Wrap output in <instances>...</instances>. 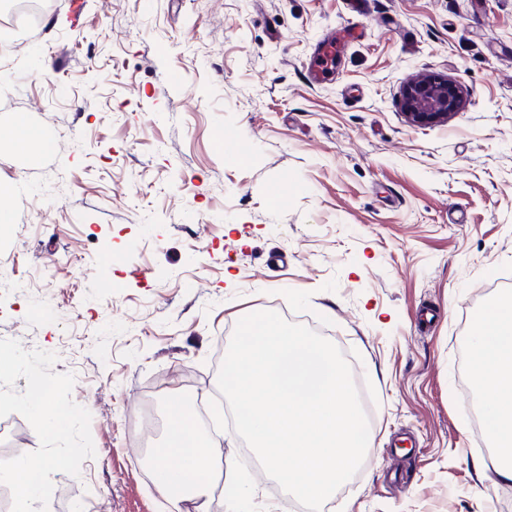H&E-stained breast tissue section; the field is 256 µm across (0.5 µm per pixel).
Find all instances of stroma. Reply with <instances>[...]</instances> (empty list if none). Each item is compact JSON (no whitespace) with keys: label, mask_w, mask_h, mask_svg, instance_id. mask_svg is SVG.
<instances>
[{"label":"stroma","mask_w":512,"mask_h":512,"mask_svg":"<svg viewBox=\"0 0 512 512\" xmlns=\"http://www.w3.org/2000/svg\"><path fill=\"white\" fill-rule=\"evenodd\" d=\"M77 3L31 37L0 0V129L22 113L42 135L0 149V338L74 374L95 448L45 512H170L148 455L167 404L214 424L217 355L264 310L335 344L371 407L373 447L324 512H512V484L478 478L460 388L512 295V0ZM331 29L349 37L311 83ZM426 73L469 96L416 127L399 92ZM215 441L212 512H297L231 425ZM38 446L0 417V460Z\"/></svg>","instance_id":"stroma-1"}]
</instances>
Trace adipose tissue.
I'll list each match as a JSON object with an SVG mask.
<instances>
[{
  "mask_svg": "<svg viewBox=\"0 0 512 512\" xmlns=\"http://www.w3.org/2000/svg\"><path fill=\"white\" fill-rule=\"evenodd\" d=\"M470 374L476 380L482 413L494 449L478 467L492 486L512 483V298L494 304L470 342ZM169 435L153 449L154 474L171 512H210L211 475L222 451L206 441L190 420L187 405L172 401Z\"/></svg>",
  "mask_w": 512,
  "mask_h": 512,
  "instance_id": "adipose-tissue-1",
  "label": "adipose tissue"
}]
</instances>
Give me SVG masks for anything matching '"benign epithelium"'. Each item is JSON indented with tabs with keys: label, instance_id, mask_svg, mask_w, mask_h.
<instances>
[{
	"label": "benign epithelium",
	"instance_id": "benign-epithelium-1",
	"mask_svg": "<svg viewBox=\"0 0 512 512\" xmlns=\"http://www.w3.org/2000/svg\"><path fill=\"white\" fill-rule=\"evenodd\" d=\"M466 97L459 82L429 74L402 85L400 105L407 122L413 126H430L448 122Z\"/></svg>",
	"mask_w": 512,
	"mask_h": 512
}]
</instances>
